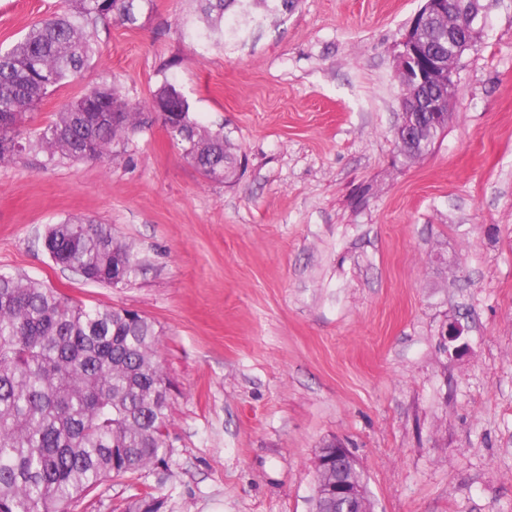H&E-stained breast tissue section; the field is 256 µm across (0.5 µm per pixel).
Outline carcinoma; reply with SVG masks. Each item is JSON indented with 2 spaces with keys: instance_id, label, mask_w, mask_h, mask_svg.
Returning <instances> with one entry per match:
<instances>
[{
  "instance_id": "cac0c4a2",
  "label": "carcinoma",
  "mask_w": 512,
  "mask_h": 512,
  "mask_svg": "<svg viewBox=\"0 0 512 512\" xmlns=\"http://www.w3.org/2000/svg\"><path fill=\"white\" fill-rule=\"evenodd\" d=\"M152 0H63L0 50V164L23 152L49 162L117 158L144 130L160 125L208 181L230 178L236 158L224 134L202 126L176 81L164 77L149 102L122 97L107 82L70 100L48 123L25 126L27 114L77 78L96 55L98 26L134 24ZM252 0H202L196 41L224 39L231 5L251 17ZM428 20L427 49L448 47V22ZM444 129L406 149L419 158ZM51 259L84 280L125 288L145 269L135 247L91 218H62L42 237ZM161 331L124 307H88L43 283L0 271V512H67L102 482L167 467L165 433L170 382L158 357ZM144 492L123 512H164Z\"/></svg>"
}]
</instances>
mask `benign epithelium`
Segmentation results:
<instances>
[{
  "instance_id": "1",
  "label": "benign epithelium",
  "mask_w": 512,
  "mask_h": 512,
  "mask_svg": "<svg viewBox=\"0 0 512 512\" xmlns=\"http://www.w3.org/2000/svg\"><path fill=\"white\" fill-rule=\"evenodd\" d=\"M447 4L448 0H422L421 8L399 43L396 76L404 89L402 119L397 127L401 148L414 141L421 117H426L438 128L449 123L457 96L456 64L463 53L472 48L485 25L480 0H459L460 27L448 26V53H439L435 57L426 54L417 42L416 29L424 17L443 14ZM422 85L434 91V99L423 115L412 111L416 104L414 89ZM353 466L354 459L348 449L333 442L319 450L315 473L321 476L336 469V483H321L326 496L336 500V505L344 507L346 512H372L363 487L344 476Z\"/></svg>"
}]
</instances>
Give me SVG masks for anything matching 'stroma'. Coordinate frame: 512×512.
<instances>
[{
	"mask_svg": "<svg viewBox=\"0 0 512 512\" xmlns=\"http://www.w3.org/2000/svg\"><path fill=\"white\" fill-rule=\"evenodd\" d=\"M60 0H0L11 47ZM457 64L454 114L416 160L394 133L395 45L421 0H296L202 47L194 0H154L98 28L99 55L31 117L107 81L148 101L171 57L195 118L241 160L203 179L158 126L112 162L0 164V270L161 331L173 384L164 471L100 484L68 512H312L320 448L343 442L374 512H512V0ZM94 218L148 260L132 285L89 283L41 245ZM461 323V348L443 324ZM164 508L165 502L162 498L151 492H144L128 500L123 512H165Z\"/></svg>",
	"mask_w": 512,
	"mask_h": 512,
	"instance_id": "obj_1",
	"label": "stroma"
}]
</instances>
